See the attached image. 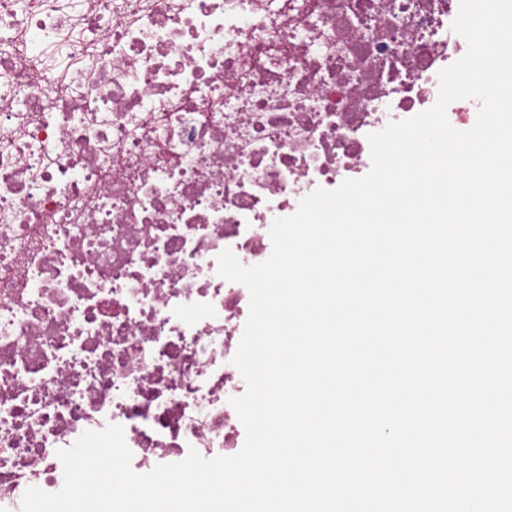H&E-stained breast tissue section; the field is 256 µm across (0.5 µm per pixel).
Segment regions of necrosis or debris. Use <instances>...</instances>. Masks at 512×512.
<instances>
[{"label":"necrosis or debris","instance_id":"necrosis-or-debris-1","mask_svg":"<svg viewBox=\"0 0 512 512\" xmlns=\"http://www.w3.org/2000/svg\"><path fill=\"white\" fill-rule=\"evenodd\" d=\"M459 0H0V512L118 424L134 472L241 450L274 219L432 107Z\"/></svg>","mask_w":512,"mask_h":512}]
</instances>
